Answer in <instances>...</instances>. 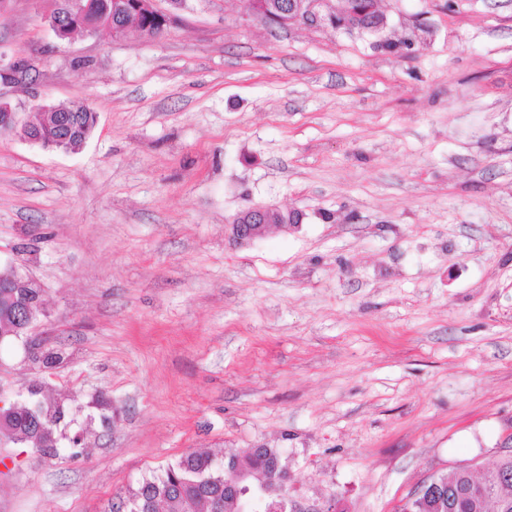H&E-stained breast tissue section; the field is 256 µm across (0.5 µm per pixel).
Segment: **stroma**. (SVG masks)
Wrapping results in <instances>:
<instances>
[{
  "label": "stroma",
  "mask_w": 512,
  "mask_h": 512,
  "mask_svg": "<svg viewBox=\"0 0 512 512\" xmlns=\"http://www.w3.org/2000/svg\"><path fill=\"white\" fill-rule=\"evenodd\" d=\"M11 0L0 98L87 102L76 152L0 136V269L46 317L0 389L64 406L0 442V512H109L188 451L275 448L296 494L398 512L512 436V0H377L375 32L185 0L156 38L58 41ZM300 222L244 247L226 224ZM272 215H277L284 226L298 221V216L294 212L285 214L272 207H251L238 215L232 224H226L229 241L239 247L249 245L264 235L266 229L273 223L270 220Z\"/></svg>",
  "instance_id": "1"
}]
</instances>
